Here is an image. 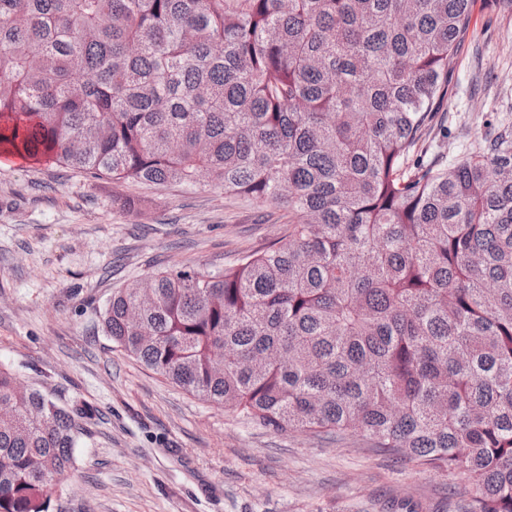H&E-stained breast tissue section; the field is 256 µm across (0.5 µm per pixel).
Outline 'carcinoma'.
I'll return each mask as SVG.
<instances>
[{"label": "carcinoma", "instance_id": "cac0c4a2", "mask_svg": "<svg viewBox=\"0 0 512 512\" xmlns=\"http://www.w3.org/2000/svg\"><path fill=\"white\" fill-rule=\"evenodd\" d=\"M473 0H0V154L205 177L288 213L233 266L113 291L127 356L277 431L359 432L512 512V124L424 162ZM0 512H51L83 404L0 368Z\"/></svg>", "mask_w": 512, "mask_h": 512}]
</instances>
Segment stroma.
I'll use <instances>...</instances> for the list:
<instances>
[{
  "instance_id": "1",
  "label": "stroma",
  "mask_w": 512,
  "mask_h": 512,
  "mask_svg": "<svg viewBox=\"0 0 512 512\" xmlns=\"http://www.w3.org/2000/svg\"><path fill=\"white\" fill-rule=\"evenodd\" d=\"M428 158L512 122V16L473 0ZM288 233L282 209L200 183L124 184L0 158V366L95 416L52 512H452L461 481L372 448L277 432L193 396L103 329L114 289L232 266Z\"/></svg>"
}]
</instances>
